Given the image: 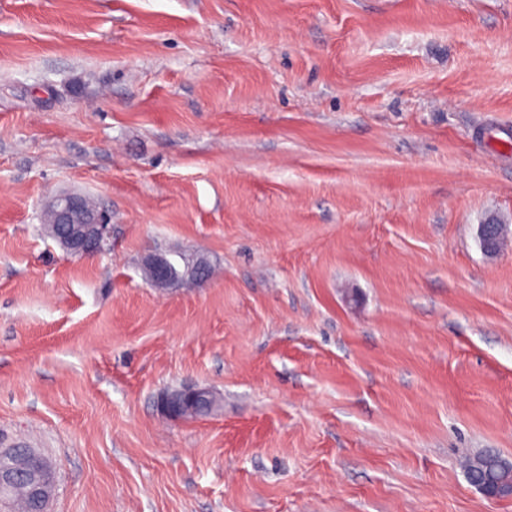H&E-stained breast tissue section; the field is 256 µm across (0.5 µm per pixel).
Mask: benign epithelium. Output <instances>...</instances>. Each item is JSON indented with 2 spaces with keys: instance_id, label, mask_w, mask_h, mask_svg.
I'll use <instances>...</instances> for the list:
<instances>
[{
  "instance_id": "1",
  "label": "benign epithelium",
  "mask_w": 512,
  "mask_h": 512,
  "mask_svg": "<svg viewBox=\"0 0 512 512\" xmlns=\"http://www.w3.org/2000/svg\"><path fill=\"white\" fill-rule=\"evenodd\" d=\"M43 223L58 230L63 251L73 258H85L105 249L112 239V225L100 208L91 207V199L78 193L63 192L51 198L44 206ZM508 225L488 222L479 225V238L485 252L496 247L498 234ZM148 283L158 289L174 288L178 282L167 271V258L152 253L145 258ZM211 390L198 385L186 386L170 393H161L158 407L163 416L186 418L212 410L206 398ZM466 477L469 483L491 499L509 496L507 488L496 482L485 463L475 461ZM16 485L26 488L33 500L48 502L55 491L56 474L51 462L36 448H0V498Z\"/></svg>"
}]
</instances>
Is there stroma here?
Returning <instances> with one entry per match:
<instances>
[{"mask_svg": "<svg viewBox=\"0 0 512 512\" xmlns=\"http://www.w3.org/2000/svg\"><path fill=\"white\" fill-rule=\"evenodd\" d=\"M59 192L110 251L42 235ZM491 218L512 0H0V447L47 512H512L461 467L512 460ZM183 385L219 407L163 418ZM42 215L43 223L51 224L61 248L70 257L81 259L98 254L111 242L108 215L99 207L92 208L91 199L85 195L60 193L45 204ZM148 283L158 289L174 288L178 282L167 271V258L162 253L149 254L144 261ZM16 485H23L33 500L49 502L56 487V474L51 462L37 448H0V498ZM25 490L13 492L17 512H44L40 504L28 500Z\"/></svg>", "mask_w": 512, "mask_h": 512, "instance_id": "stroma-1", "label": "stroma"}]
</instances>
